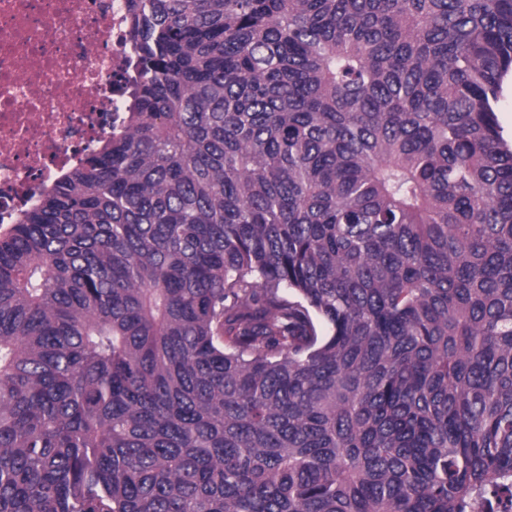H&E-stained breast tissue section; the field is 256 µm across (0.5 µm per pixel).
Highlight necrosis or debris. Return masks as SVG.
Instances as JSON below:
<instances>
[{
    "label": "necrosis or debris",
    "instance_id": "obj_1",
    "mask_svg": "<svg viewBox=\"0 0 512 512\" xmlns=\"http://www.w3.org/2000/svg\"><path fill=\"white\" fill-rule=\"evenodd\" d=\"M126 0H0V224L123 119Z\"/></svg>",
    "mask_w": 512,
    "mask_h": 512
}]
</instances>
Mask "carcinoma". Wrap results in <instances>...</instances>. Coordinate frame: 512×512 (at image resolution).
<instances>
[{
  "mask_svg": "<svg viewBox=\"0 0 512 512\" xmlns=\"http://www.w3.org/2000/svg\"><path fill=\"white\" fill-rule=\"evenodd\" d=\"M127 8L0 232V512H512V0ZM495 108L502 136L510 145L512 143V91L509 86L504 92L501 91Z\"/></svg>",
  "mask_w": 512,
  "mask_h": 512,
  "instance_id": "cac0c4a2",
  "label": "carcinoma"
}]
</instances>
